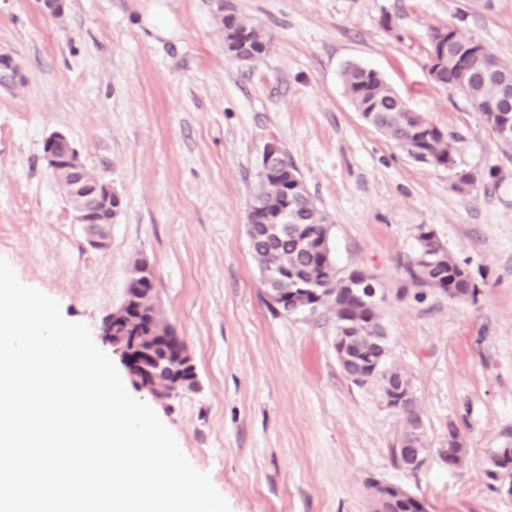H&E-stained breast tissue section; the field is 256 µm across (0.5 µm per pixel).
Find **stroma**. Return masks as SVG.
Instances as JSON below:
<instances>
[{"instance_id": "obj_1", "label": "stroma", "mask_w": 512, "mask_h": 512, "mask_svg": "<svg viewBox=\"0 0 512 512\" xmlns=\"http://www.w3.org/2000/svg\"><path fill=\"white\" fill-rule=\"evenodd\" d=\"M261 26L267 54L224 51L215 0H0V257L102 337L135 263L155 271L162 319L185 342L195 389L160 398L126 380L208 473L231 512H373L371 481L429 512H512L486 478L512 443V158L481 112L427 74L429 36L446 24L512 64V0H224ZM378 71L448 138L454 167L419 162L369 126L342 72ZM66 134L122 197L107 250L89 247L45 168ZM278 142L330 222L338 269L373 276L388 366L415 394L430 447L456 424L463 468L395 466L402 419L381 381L355 383L327 309L273 308L247 234L259 165ZM469 173L468 193L453 190ZM477 293L399 297L421 228Z\"/></svg>"}]
</instances>
